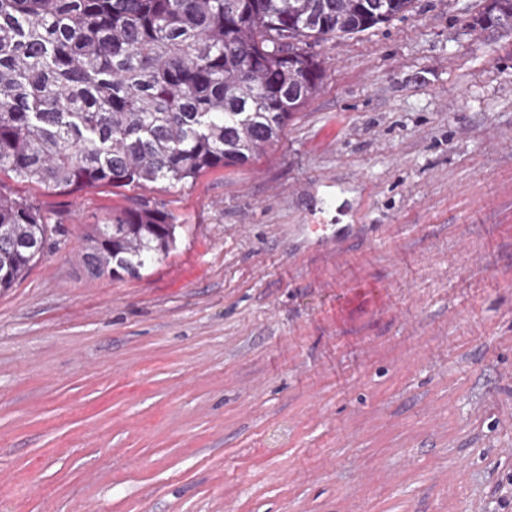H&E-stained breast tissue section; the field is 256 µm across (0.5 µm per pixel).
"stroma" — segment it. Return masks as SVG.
Wrapping results in <instances>:
<instances>
[{"label":"stroma","mask_w":512,"mask_h":512,"mask_svg":"<svg viewBox=\"0 0 512 512\" xmlns=\"http://www.w3.org/2000/svg\"><path fill=\"white\" fill-rule=\"evenodd\" d=\"M414 0L319 41L243 165L64 193L0 292V512H512V29ZM176 247L89 276L140 204ZM174 217L143 204L113 213L104 224H90L82 242V260L91 276L123 274L137 278L153 259L176 244Z\"/></svg>","instance_id":"35a3bbf8"}]
</instances>
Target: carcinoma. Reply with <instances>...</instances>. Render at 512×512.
I'll use <instances>...</instances> for the list:
<instances>
[{"label": "carcinoma", "instance_id": "obj_1", "mask_svg": "<svg viewBox=\"0 0 512 512\" xmlns=\"http://www.w3.org/2000/svg\"><path fill=\"white\" fill-rule=\"evenodd\" d=\"M413 0H0V171L73 193L185 185L273 143L322 82L305 46L366 32ZM473 28L512 29V0ZM143 204L91 224L94 277L137 278L176 244ZM37 205L0 190V288L43 252Z\"/></svg>", "mask_w": 512, "mask_h": 512}]
</instances>
